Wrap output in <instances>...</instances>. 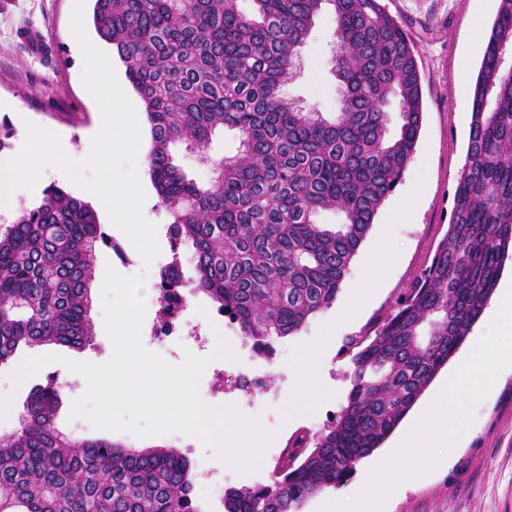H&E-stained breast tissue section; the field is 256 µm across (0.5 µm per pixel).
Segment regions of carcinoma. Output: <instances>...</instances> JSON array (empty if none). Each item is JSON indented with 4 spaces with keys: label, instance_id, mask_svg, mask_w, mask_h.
Listing matches in <instances>:
<instances>
[{
    "label": "carcinoma",
    "instance_id": "carcinoma-1",
    "mask_svg": "<svg viewBox=\"0 0 512 512\" xmlns=\"http://www.w3.org/2000/svg\"><path fill=\"white\" fill-rule=\"evenodd\" d=\"M99 38L125 67L150 125L149 174L170 237L192 244L158 290L206 295L255 349L329 308L380 206L409 166L423 101L415 46L383 0H93ZM335 17L339 111L282 93L316 15ZM512 0H499L477 75L465 163L448 229L413 288L374 334L349 339V389L325 432L288 440L269 482L224 489V512H301L394 431L459 350L512 253ZM398 124L390 130L391 113ZM238 138L214 157L216 133ZM180 146L206 184L174 162ZM334 210L339 224H319ZM106 235L87 202L52 186L0 225V367L23 349L94 344V255ZM52 381L33 387L0 436V512H202L175 448L76 438L56 425Z\"/></svg>",
    "mask_w": 512,
    "mask_h": 512
}]
</instances>
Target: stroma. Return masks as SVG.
<instances>
[{
  "label": "stroma",
  "mask_w": 512,
  "mask_h": 512,
  "mask_svg": "<svg viewBox=\"0 0 512 512\" xmlns=\"http://www.w3.org/2000/svg\"><path fill=\"white\" fill-rule=\"evenodd\" d=\"M389 11L409 33L421 76L424 118L413 159L395 189L396 195L416 197V206L404 213L385 200L353 259L347 279H370L377 287L355 316L342 317L353 297L342 288L335 302L310 318L296 335L277 340L271 356L246 349L239 331L224 326V338L232 352L228 359H211L199 384V394L210 406H232L244 417L258 419L273 432L271 445L262 453L258 469L241 473L224 465L203 444L186 442L183 434L169 433L141 438L128 432L112 433L114 441L136 448H175L187 453L198 482L194 496L204 512H223L222 498L228 487L249 488L266 483L288 439L296 432L318 434L329 427L345 403L349 383L346 370L349 337L362 336L395 308L430 264L438 242L447 231L453 209V194L465 162L473 91L486 48V35L496 16L499 0H385ZM72 0H0V124L12 132L5 159L16 158L26 140V122L44 127L60 139L72 159L86 156V143L101 126L100 110L82 83L83 58L70 31ZM29 25L46 42L44 56L30 54L20 44L16 31ZM334 14L320 12L300 50L295 77L284 87L287 97L305 101L319 111L338 109V82L331 72ZM146 194L144 217L157 227L159 255L144 264L136 253L120 257L113 245H126L125 234L110 221L97 197L73 184L64 174L50 172L33 188L20 187L11 194L10 208H33L42 202L49 186L64 188L96 209L103 231L111 240L95 255L97 265H110L119 274L140 276L147 288H156L159 271L172 258H179L184 273H191V243L172 247L168 226L171 218L161 206L149 174H142ZM141 326L143 346L171 364L183 361L193 342L167 347L153 343L149 333L157 319L158 296L145 300ZM91 316L95 344L84 350L64 346L24 349L27 357L48 353L66 359L107 360L112 343L104 327L101 297H94ZM326 339L317 371L318 398L305 405L296 397L297 384L288 365L306 345ZM65 367L53 363L29 378L26 386L13 388L12 367L0 369V395H12V410L0 419V435L17 429L30 386L55 380L61 405L56 423L66 432L84 438L98 437L97 429L83 419H70L74 399L87 384L65 379ZM240 371L243 376L260 373L263 390L245 391L233 383H220L219 371ZM475 421L460 447L451 449L435 469L416 480L402 481L393 491L387 512H512V372L499 375L491 392L474 411Z\"/></svg>",
  "instance_id": "stroma-1"
}]
</instances>
